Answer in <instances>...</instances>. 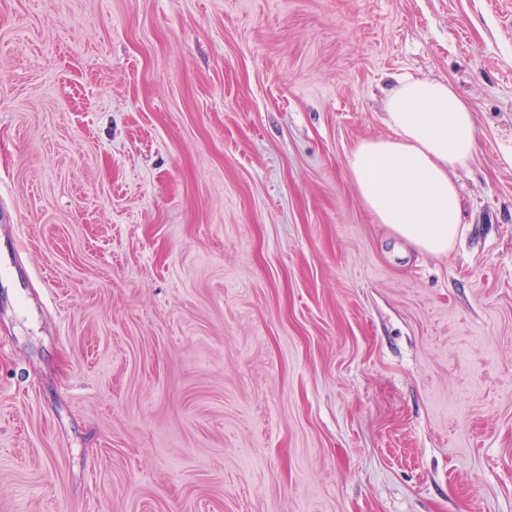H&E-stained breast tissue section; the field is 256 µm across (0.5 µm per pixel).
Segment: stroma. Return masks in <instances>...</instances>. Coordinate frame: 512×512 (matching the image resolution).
Here are the masks:
<instances>
[{"label":"stroma","mask_w":512,"mask_h":512,"mask_svg":"<svg viewBox=\"0 0 512 512\" xmlns=\"http://www.w3.org/2000/svg\"><path fill=\"white\" fill-rule=\"evenodd\" d=\"M402 75L441 255L347 167ZM510 147L512 0H0V512H512ZM391 138L361 141L347 157L358 192L379 224L418 250L447 253L461 233L451 175L479 149L473 109L448 81L405 77L387 94Z\"/></svg>","instance_id":"obj_1"}]
</instances>
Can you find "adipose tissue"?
I'll return each mask as SVG.
<instances>
[{"mask_svg":"<svg viewBox=\"0 0 512 512\" xmlns=\"http://www.w3.org/2000/svg\"><path fill=\"white\" fill-rule=\"evenodd\" d=\"M388 138L361 141L347 166L378 223L405 243L440 255L461 233L453 180L479 149L473 109L449 82L398 79L385 101Z\"/></svg>","mask_w":512,"mask_h":512,"instance_id":"1","label":"adipose tissue"}]
</instances>
